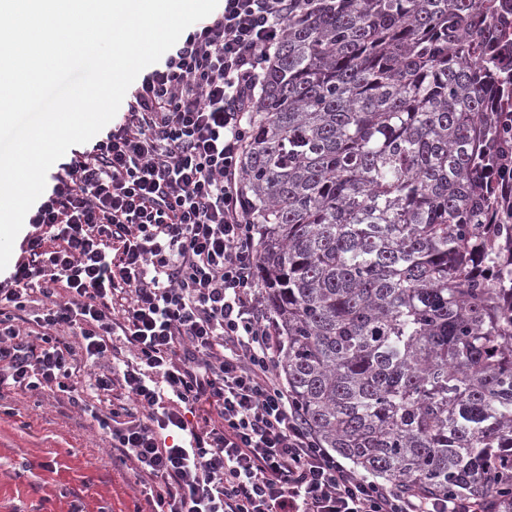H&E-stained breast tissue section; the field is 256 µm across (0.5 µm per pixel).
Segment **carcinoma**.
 Returning a JSON list of instances; mask_svg holds the SVG:
<instances>
[{"mask_svg": "<svg viewBox=\"0 0 512 512\" xmlns=\"http://www.w3.org/2000/svg\"><path fill=\"white\" fill-rule=\"evenodd\" d=\"M498 0H311L241 158L278 369L324 448L512 512V107Z\"/></svg>", "mask_w": 512, "mask_h": 512, "instance_id": "carcinoma-1", "label": "carcinoma"}]
</instances>
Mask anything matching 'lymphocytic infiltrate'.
I'll list each match as a JSON object with an SVG mask.
<instances>
[{
    "label": "lymphocytic infiltrate",
    "mask_w": 512,
    "mask_h": 512,
    "mask_svg": "<svg viewBox=\"0 0 512 512\" xmlns=\"http://www.w3.org/2000/svg\"><path fill=\"white\" fill-rule=\"evenodd\" d=\"M307 4L219 0L52 174L0 283V391L46 388L81 409L85 389L111 398L94 419L153 512H482L346 466L278 374L240 158L279 29ZM34 292L45 303L26 328ZM112 127V120L95 136L93 137L90 141L84 143V144H79V145H75V146H72L67 152L66 154L61 158L59 159L48 171L47 173V177H46V188L43 192V194L38 198V200L33 204V206L30 208V210L28 211L26 217H25V220H24V225L20 231V233L18 234L16 240H15V243H14V247H13V252H12V256H11V259L9 261V264L8 266L6 267V269H4L3 271H0V274H1V277H2V280L9 275L10 272L14 271V268H15V264L21 260L22 258V252H21V248H20V245L23 241V239L25 238V236L27 234H29L30 232L34 231V228L30 225V224H27L28 222V216L30 214V212L33 210V208L37 205V203L39 201H41L46 192H47V189H48V185H49V178H50V175L56 171H58L59 167L61 164L63 163H68L70 162L71 158L73 157V153L75 150H80L82 151L84 148H86L87 146H89L90 144H92L94 141H96L97 139H100L101 137H103L105 135V133Z\"/></svg>",
    "instance_id": "1"
}]
</instances>
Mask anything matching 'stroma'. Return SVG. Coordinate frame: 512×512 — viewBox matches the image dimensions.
<instances>
[{
	"label": "stroma",
	"mask_w": 512,
	"mask_h": 512,
	"mask_svg": "<svg viewBox=\"0 0 512 512\" xmlns=\"http://www.w3.org/2000/svg\"><path fill=\"white\" fill-rule=\"evenodd\" d=\"M96 422L50 394H0V512H149Z\"/></svg>",
	"instance_id": "35a3bbf8"
}]
</instances>
